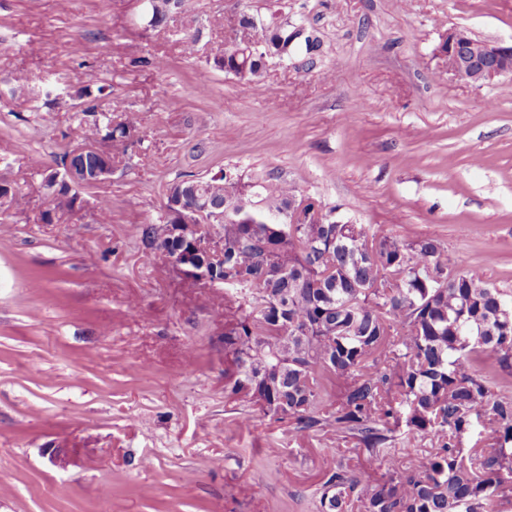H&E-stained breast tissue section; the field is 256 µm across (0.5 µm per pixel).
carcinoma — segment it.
Masks as SVG:
<instances>
[{
  "mask_svg": "<svg viewBox=\"0 0 512 512\" xmlns=\"http://www.w3.org/2000/svg\"><path fill=\"white\" fill-rule=\"evenodd\" d=\"M265 38L273 52L295 55L304 43L306 66L320 42L298 36L288 22L240 23L232 39ZM214 66L233 69L239 84L260 82L262 59L224 47ZM83 111H97L107 87L86 85ZM112 140L126 152L139 142L136 118L124 112L81 123L78 141ZM46 168L42 185L53 210L69 211L78 192L55 183ZM252 187L254 205L223 222L200 216L203 230L224 231V272L217 273L224 301L237 317L224 330V392L244 396L260 411L288 421L298 432L317 435L332 427L353 443L368 464L384 468L369 488L344 462L326 474L322 512H501L512 503V397L498 395L487 374L472 367L484 356L512 377V330L499 325L512 313V299L480 268L463 269L435 239L403 240L364 224H310L292 220L298 188L275 172L246 182L219 177L185 179L169 187L219 205L231 192ZM134 232L149 253L183 255L185 241L162 224H139ZM336 383L325 401L323 381ZM436 438L416 467H404L398 433Z\"/></svg>",
  "mask_w": 512,
  "mask_h": 512,
  "instance_id": "cac0c4a2",
  "label": "carcinoma"
}]
</instances>
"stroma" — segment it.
<instances>
[{
    "instance_id": "35a3bbf8",
    "label": "stroma",
    "mask_w": 512,
    "mask_h": 512,
    "mask_svg": "<svg viewBox=\"0 0 512 512\" xmlns=\"http://www.w3.org/2000/svg\"><path fill=\"white\" fill-rule=\"evenodd\" d=\"M140 0H0V512H320L333 431L309 437L224 394L222 289L146 257L168 188L274 170L336 220L412 240L512 290V77L478 86L435 53L453 28L512 40V0H183L147 28ZM239 13L304 25L315 69L269 60L243 89L216 68ZM196 36L192 55L184 35ZM68 94L136 112L139 143L44 222L36 170L74 146ZM108 201L99 210L98 201Z\"/></svg>"
}]
</instances>
